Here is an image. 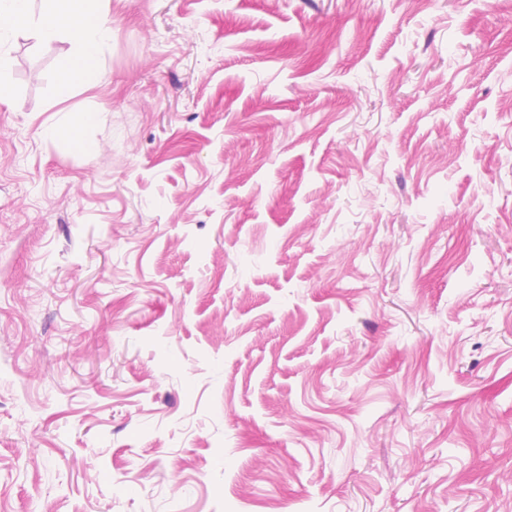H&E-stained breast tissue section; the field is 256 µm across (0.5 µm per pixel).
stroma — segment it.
I'll list each match as a JSON object with an SVG mask.
<instances>
[{
	"instance_id": "35a3bbf8",
	"label": "stroma",
	"mask_w": 512,
	"mask_h": 512,
	"mask_svg": "<svg viewBox=\"0 0 512 512\" xmlns=\"http://www.w3.org/2000/svg\"><path fill=\"white\" fill-rule=\"evenodd\" d=\"M105 11L7 52L0 512H512V12ZM64 113L50 126L46 127L43 135L47 138L71 137L77 129L93 121L90 111H63Z\"/></svg>"
}]
</instances>
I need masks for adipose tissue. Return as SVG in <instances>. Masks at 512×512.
Wrapping results in <instances>:
<instances>
[{"label":"adipose tissue","instance_id":"1","mask_svg":"<svg viewBox=\"0 0 512 512\" xmlns=\"http://www.w3.org/2000/svg\"><path fill=\"white\" fill-rule=\"evenodd\" d=\"M0 0V67L3 52L20 29L26 28L45 42L69 43L70 68L56 83L58 101L69 99L76 86L92 87L105 78L98 64L102 48L109 42L112 27L103 7L104 0Z\"/></svg>","mask_w":512,"mask_h":512}]
</instances>
